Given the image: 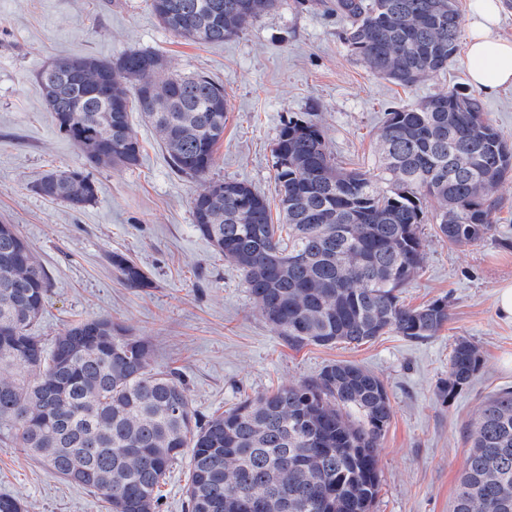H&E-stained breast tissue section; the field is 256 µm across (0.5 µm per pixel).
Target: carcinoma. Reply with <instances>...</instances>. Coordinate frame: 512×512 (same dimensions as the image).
I'll list each match as a JSON object with an SVG mask.
<instances>
[{"label": "carcinoma", "mask_w": 512, "mask_h": 512, "mask_svg": "<svg viewBox=\"0 0 512 512\" xmlns=\"http://www.w3.org/2000/svg\"><path fill=\"white\" fill-rule=\"evenodd\" d=\"M349 21L343 40L381 78L410 88L444 73L459 46L460 13L448 0H316ZM279 0H150L174 35L201 43L237 36ZM42 101L83 160L49 171L42 197L72 209L93 202L97 168H133L137 110L172 167L204 182L192 221L243 275L260 315L288 345H360L394 332L425 339L448 323V301L410 307L400 297L421 269L424 208L454 245L492 230L496 186L512 175V145L482 102L456 89L388 113L375 170L339 166L311 117L282 123L273 150L281 222L267 197L235 179H208L224 135V84L167 71L152 50L116 58L66 56L40 74ZM112 267L131 288L150 285L127 257ZM49 278L14 224H0V427L51 474L78 484L108 512H159L160 487L189 456L187 512H264L283 501L302 512H371L376 450L392 407L383 381L351 362L201 420L175 369L150 365L149 343L109 317L81 320L51 340L33 331ZM477 346L458 339L440 388L469 384ZM451 512H512V389L490 397L473 425Z\"/></svg>", "instance_id": "obj_1"}]
</instances>
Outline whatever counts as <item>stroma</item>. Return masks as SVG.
Instances as JSON below:
<instances>
[{"label": "stroma", "instance_id": "obj_1", "mask_svg": "<svg viewBox=\"0 0 512 512\" xmlns=\"http://www.w3.org/2000/svg\"><path fill=\"white\" fill-rule=\"evenodd\" d=\"M344 19L311 0H281L239 36L202 44L175 36L148 0H0V222L18 225L50 277L36 325L53 339L76 320L111 317L147 339L154 368L182 373L199 418L240 400L352 362L386 385L393 415L377 450L380 485L372 512H450L470 448L469 425L485 400L512 387V319L496 307L512 284V177L493 193L495 230L452 245L425 227L419 275L404 289L417 307L447 299L437 335L387 333L359 345L292 348L257 311L240 273L201 236L191 202L199 181L170 168L153 127L132 114L141 160L93 171L96 200L75 210L34 190L47 171L79 167L76 145L43 107L39 73L53 58L162 53L175 73L202 72L227 93L224 137L209 177L236 179L277 203L272 149L283 120L312 115L343 166L372 168L387 112L450 88L470 89L457 51L444 74L405 89L373 75L344 44ZM127 255L151 280L130 288L111 256ZM480 350L470 385L440 398L454 341ZM28 512H105L85 488L58 479L0 437V495Z\"/></svg>", "mask_w": 512, "mask_h": 512}]
</instances>
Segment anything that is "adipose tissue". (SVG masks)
Returning <instances> with one entry per match:
<instances>
[{"label":"adipose tissue","mask_w":512,"mask_h":512,"mask_svg":"<svg viewBox=\"0 0 512 512\" xmlns=\"http://www.w3.org/2000/svg\"><path fill=\"white\" fill-rule=\"evenodd\" d=\"M469 42L464 58L471 85L491 95L512 87V41L496 32L500 0H475Z\"/></svg>","instance_id":"1"}]
</instances>
